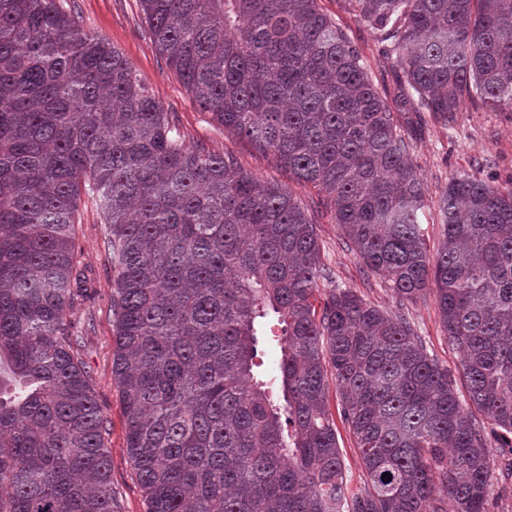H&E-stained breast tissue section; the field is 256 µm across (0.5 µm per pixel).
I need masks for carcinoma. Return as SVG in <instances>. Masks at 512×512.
<instances>
[{
    "label": "carcinoma",
    "mask_w": 512,
    "mask_h": 512,
    "mask_svg": "<svg viewBox=\"0 0 512 512\" xmlns=\"http://www.w3.org/2000/svg\"><path fill=\"white\" fill-rule=\"evenodd\" d=\"M138 2L202 111L319 189L399 298L435 292L481 418L408 318L347 288L316 301L332 274L291 191L187 146L68 0H0V512H114L109 422L68 319L84 198L149 512H488L489 435L512 451V182L453 177L431 258L413 133L467 102L512 112V0H346L396 54L391 97L318 0ZM339 430V445L343 454V460L348 475L351 477V488L359 489L363 486L362 464L355 447L354 441L348 433V430L339 422L337 423Z\"/></svg>",
    "instance_id": "1"
}]
</instances>
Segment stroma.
I'll use <instances>...</instances> for the list:
<instances>
[{
	"label": "stroma",
	"instance_id": "1",
	"mask_svg": "<svg viewBox=\"0 0 512 512\" xmlns=\"http://www.w3.org/2000/svg\"><path fill=\"white\" fill-rule=\"evenodd\" d=\"M319 4L359 48L378 88L393 89L396 62L384 58L371 30L347 10L344 0H319ZM74 5L84 28L104 36L133 65L156 100L177 114L186 144H203L218 153L234 154L244 171L260 180L291 187L304 205L318 200L317 189L295 184L286 171L240 138L225 133L223 126L192 102L146 35L137 0H74ZM415 161L426 190L420 222L428 251L433 254L443 237L437 201L453 177L491 172L502 182L512 178V115L485 106L464 105L453 129L428 125L415 143ZM80 215L75 236L87 295L72 307L70 318L81 336L79 358L92 376L97 402L109 421L106 446L111 461L113 507L115 512H148L127 452L124 410L112 381L113 327L107 310L112 298V264L103 246V226L95 208L82 205ZM316 230L322 261L333 272L332 280L319 282L320 293L349 288L384 311L405 313L414 322L428 354L449 373L458 374V355L441 328L434 293H424L413 301L399 300L380 277L363 275L355 246L344 238L329 213H317Z\"/></svg>",
	"mask_w": 512,
	"mask_h": 512
}]
</instances>
